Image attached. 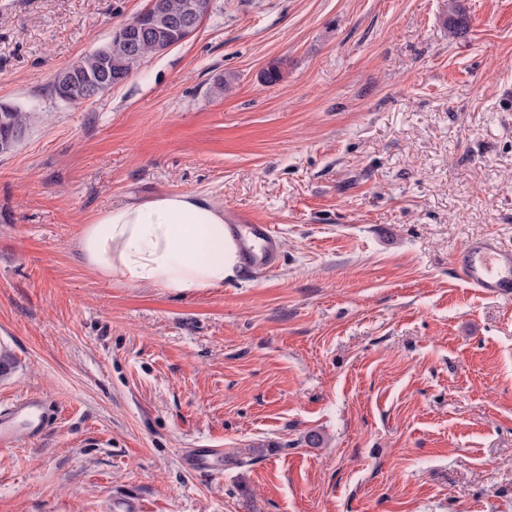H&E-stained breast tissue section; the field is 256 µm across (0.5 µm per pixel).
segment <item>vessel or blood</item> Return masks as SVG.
Returning <instances> with one entry per match:
<instances>
[{
  "label": "vessel or blood",
  "mask_w": 512,
  "mask_h": 512,
  "mask_svg": "<svg viewBox=\"0 0 512 512\" xmlns=\"http://www.w3.org/2000/svg\"><path fill=\"white\" fill-rule=\"evenodd\" d=\"M227 231L237 249L240 267L250 272L275 267L281 252V239L274 227L242 212L226 214ZM458 277L470 288L493 298L512 299V247L497 238L470 240L452 259ZM46 401L43 396L29 395L0 408V447H11L18 428L32 436H41L47 426ZM184 464L198 471H220L224 452L219 448H196L183 454Z\"/></svg>",
  "instance_id": "vessel-or-blood-1"
}]
</instances>
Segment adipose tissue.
Returning <instances> with one entry per match:
<instances>
[{
  "label": "adipose tissue",
  "mask_w": 512,
  "mask_h": 512,
  "mask_svg": "<svg viewBox=\"0 0 512 512\" xmlns=\"http://www.w3.org/2000/svg\"><path fill=\"white\" fill-rule=\"evenodd\" d=\"M78 247L102 276L175 292L223 287L239 267L223 209L194 193L113 206L83 226Z\"/></svg>",
  "instance_id": "ef3b65f1"
}]
</instances>
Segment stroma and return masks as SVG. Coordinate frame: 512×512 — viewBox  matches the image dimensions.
Wrapping results in <instances>:
<instances>
[{
	"instance_id": "1",
	"label": "stroma",
	"mask_w": 512,
	"mask_h": 512,
	"mask_svg": "<svg viewBox=\"0 0 512 512\" xmlns=\"http://www.w3.org/2000/svg\"><path fill=\"white\" fill-rule=\"evenodd\" d=\"M460 3L453 36L448 0H213L67 104L55 72L146 0H0V103L33 115L0 155V404H51L0 449V512H512V300L451 265L512 246V0ZM170 192L273 225L278 267H87L84 224ZM183 463L190 469L198 471H223L224 451L220 448H193L182 454Z\"/></svg>"
}]
</instances>
